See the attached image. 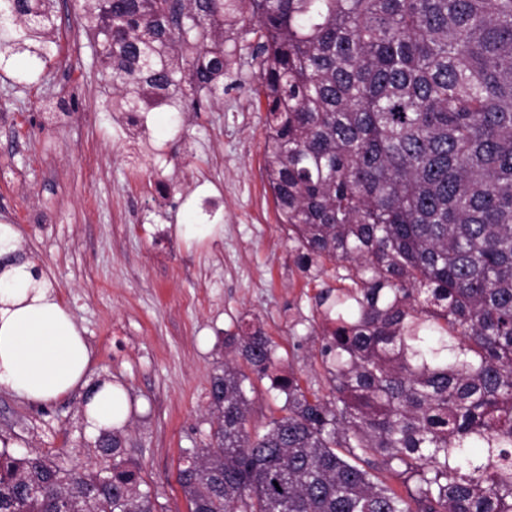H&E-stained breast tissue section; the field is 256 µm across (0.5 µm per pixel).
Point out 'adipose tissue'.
Listing matches in <instances>:
<instances>
[{
    "mask_svg": "<svg viewBox=\"0 0 512 512\" xmlns=\"http://www.w3.org/2000/svg\"><path fill=\"white\" fill-rule=\"evenodd\" d=\"M15 249L14 228L0 225V389L39 401L81 389L89 432L123 425L129 414L125 393L109 382L90 385L82 329L54 289L35 280L31 262L9 260Z\"/></svg>",
    "mask_w": 512,
    "mask_h": 512,
    "instance_id": "1",
    "label": "adipose tissue"
}]
</instances>
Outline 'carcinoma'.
<instances>
[{"label": "carcinoma", "mask_w": 512, "mask_h": 512, "mask_svg": "<svg viewBox=\"0 0 512 512\" xmlns=\"http://www.w3.org/2000/svg\"><path fill=\"white\" fill-rule=\"evenodd\" d=\"M118 112L252 69L269 185L315 296L328 392L239 322L185 453L190 512H512V0H79ZM60 50L54 0H0V63ZM284 402L248 428L254 380ZM99 469L0 448V512H161L122 429ZM402 479V494L381 479Z\"/></svg>", "instance_id": "obj_1"}]
</instances>
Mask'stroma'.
<instances>
[{
  "label": "stroma",
  "instance_id": "stroma-1",
  "mask_svg": "<svg viewBox=\"0 0 512 512\" xmlns=\"http://www.w3.org/2000/svg\"><path fill=\"white\" fill-rule=\"evenodd\" d=\"M58 8L59 55L29 79L17 63L0 67V225L16 228L83 329L90 377L125 391L126 453L163 512H189L178 472L185 451L209 440L225 331L260 328L282 370L323 391L310 318L336 280L310 279L288 255L248 70L204 111L176 100L132 132L110 109L75 0ZM82 403L78 391L51 402L0 391V437L19 455L98 467Z\"/></svg>",
  "mask_w": 512,
  "mask_h": 512
}]
</instances>
